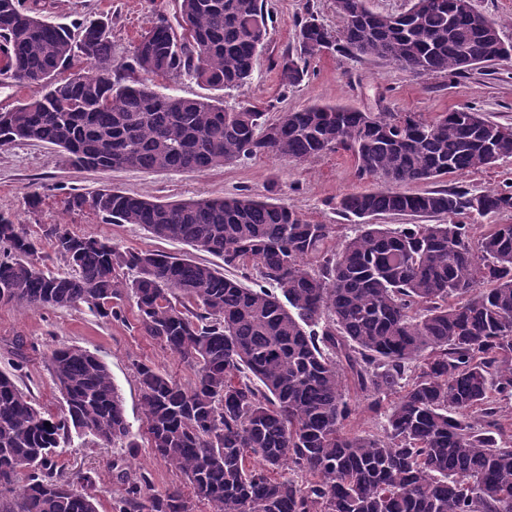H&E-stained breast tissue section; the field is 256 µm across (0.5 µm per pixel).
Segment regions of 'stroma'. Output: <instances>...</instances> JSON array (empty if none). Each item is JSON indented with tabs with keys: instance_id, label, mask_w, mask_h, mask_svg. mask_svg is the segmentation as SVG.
Returning a JSON list of instances; mask_svg holds the SVG:
<instances>
[{
	"instance_id": "35a3bbf8",
	"label": "stroma",
	"mask_w": 512,
	"mask_h": 512,
	"mask_svg": "<svg viewBox=\"0 0 512 512\" xmlns=\"http://www.w3.org/2000/svg\"><path fill=\"white\" fill-rule=\"evenodd\" d=\"M53 23L72 25L87 19L108 21L112 55L126 60L131 45L157 13L176 20L177 0H20ZM271 16L264 49L254 63V79L247 93L226 92L224 105L235 108L254 102L270 115L315 104H342L369 112H412L430 119L437 113L473 106L488 118L512 124V62L470 71L467 77L417 78L398 66L369 58L322 55L308 63V75L292 88H283L277 63L294 49L298 24L314 12L329 29L340 18L334 0H265ZM512 182V157L492 167L445 178L447 186L470 190L497 188ZM113 187L131 195L164 201L216 199L246 193L289 207L314 224H334L339 236L352 234L354 224L338 215L334 204L343 194L379 189V182L355 175L352 159L344 153H327L299 163L259 155L203 173L147 172L133 168L87 170L70 166L58 147L29 142L0 147V212L29 225L32 231L49 224H65L79 235L105 238L120 250L189 253L188 246L152 236L136 224H108L89 210L73 211L71 194ZM37 195V208L28 198ZM24 339L22 355H15L16 339ZM76 345L101 358L109 367L123 399L135 449L102 448L91 438L73 435L57 463L69 478L96 475L101 493L99 512H111L114 498L124 485L112 468L114 458L126 461L130 473L145 474L154 492L186 488L184 476L156 458L148 444L146 420L140 404L137 365L159 368L179 382L190 372L180 357L147 336L137 321L132 303H125L120 321L93 315L87 308L25 309L0 304V371L15 376L36 404L57 413L62 397L48 371L47 359L55 347Z\"/></svg>"
}]
</instances>
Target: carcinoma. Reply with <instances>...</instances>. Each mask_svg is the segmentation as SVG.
<instances>
[{"mask_svg": "<svg viewBox=\"0 0 512 512\" xmlns=\"http://www.w3.org/2000/svg\"><path fill=\"white\" fill-rule=\"evenodd\" d=\"M335 2L338 30L310 11L299 23L283 86L302 82L322 47L450 80L512 58L502 21L482 27L472 0H410L395 15ZM177 7L182 23L158 14L131 61L117 63L104 20L73 31L0 0V76L39 88L0 112V147L42 142L82 168L196 173L258 154L305 162L343 151L358 179L386 188L336 201L357 224L340 245L336 225L247 194L167 202L105 187L68 198L72 210L138 224L220 265L122 251L51 224L43 233L68 267L60 273L29 227L0 213L1 304L119 318L132 299L145 334L194 373L182 384L137 366L150 447L192 495L152 494L117 458L124 495L112 512H195L200 500L212 512H512V224L462 222L512 210V185L406 189L511 156L512 125L471 106L431 120L339 104L274 119L253 104L226 108L222 91L252 83L264 0ZM76 59L79 79L60 76ZM136 69L145 79L125 83L122 72ZM171 77L215 94L158 90ZM384 214L448 222H371ZM48 368L59 415L0 373V512H98L96 478L73 482L54 458L74 432L136 447L122 397L107 364L79 346L54 349ZM355 395L386 408L383 433L347 429Z\"/></svg>", "mask_w": 512, "mask_h": 512, "instance_id": "carcinoma-1", "label": "carcinoma"}]
</instances>
